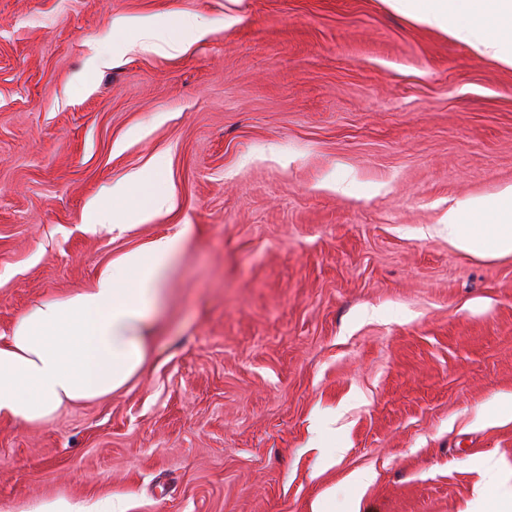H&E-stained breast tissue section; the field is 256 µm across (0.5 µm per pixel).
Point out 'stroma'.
<instances>
[{
  "label": "stroma",
  "mask_w": 512,
  "mask_h": 512,
  "mask_svg": "<svg viewBox=\"0 0 512 512\" xmlns=\"http://www.w3.org/2000/svg\"><path fill=\"white\" fill-rule=\"evenodd\" d=\"M141 169L172 209L92 228ZM508 186L512 68L383 0H0V336L193 227L140 375L0 416V512H479L490 457L512 494V422L472 425L512 395V256L443 228ZM33 512H125V506L122 501L113 500L93 508H87L78 503H73L65 499H58L51 503L42 505L38 510Z\"/></svg>",
  "instance_id": "obj_1"
}]
</instances>
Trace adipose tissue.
<instances>
[{
	"instance_id": "adipose-tissue-1",
	"label": "adipose tissue",
	"mask_w": 512,
	"mask_h": 512,
	"mask_svg": "<svg viewBox=\"0 0 512 512\" xmlns=\"http://www.w3.org/2000/svg\"><path fill=\"white\" fill-rule=\"evenodd\" d=\"M420 24L467 42L479 55L512 67V0H387ZM139 171L111 189L112 203L91 202L92 227L119 229L123 211L162 209L167 200ZM448 241L479 258L512 254V187L491 201L450 207ZM184 240L162 236L112 261L94 284L28 309L0 338V416L50 421L61 406L124 388L142 370L149 332L164 297V277Z\"/></svg>"
}]
</instances>
